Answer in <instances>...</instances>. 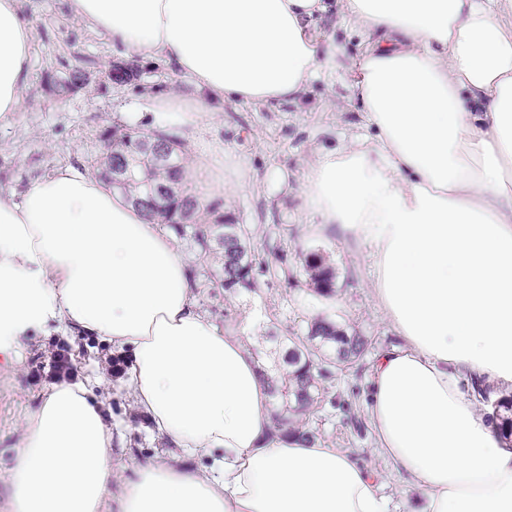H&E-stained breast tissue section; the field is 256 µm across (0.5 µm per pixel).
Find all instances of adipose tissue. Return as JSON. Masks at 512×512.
Masks as SVG:
<instances>
[{"mask_svg": "<svg viewBox=\"0 0 512 512\" xmlns=\"http://www.w3.org/2000/svg\"><path fill=\"white\" fill-rule=\"evenodd\" d=\"M365 48L350 95L376 131L321 150L299 197L312 223L352 232L400 344L368 377L383 454L422 493L405 512H512V443L471 380L512 385V0H339ZM114 48L165 59L191 94L154 104L200 141L188 176L226 198L219 104L289 101L343 51L313 23L327 0H69ZM34 29L0 0V128L14 123ZM119 346L153 431L202 467L164 460L114 482L111 428L91 384L45 393L9 480L12 512H387L349 453L273 430L244 337L201 312L171 237L102 181L65 165L22 197L0 190V352L49 321Z\"/></svg>", "mask_w": 512, "mask_h": 512, "instance_id": "adipose-tissue-1", "label": "adipose tissue"}]
</instances>
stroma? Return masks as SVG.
<instances>
[{"mask_svg":"<svg viewBox=\"0 0 512 512\" xmlns=\"http://www.w3.org/2000/svg\"><path fill=\"white\" fill-rule=\"evenodd\" d=\"M20 9L34 27L31 68L22 89V109L12 126L0 128V189L22 193L37 178L70 164L90 171L100 150L99 132L114 121L155 128L152 99L188 92V76L162 61L126 56L139 75L116 85L107 78L118 60L109 40L72 15L69 0H20ZM75 71L85 72L82 87L63 93L59 85ZM346 69L322 70L308 92L294 102L253 105L228 103L206 138L224 147V174L243 178L244 186L224 206L226 216L251 229V250L257 273L252 290L230 294L225 305L230 318L216 317L226 332L240 333L253 324L259 350L274 349L278 336H303L317 316L369 336L364 358L338 374L337 393L351 400V409L324 404L310 425L321 442L354 456L379 474L380 493L390 512L419 493L377 449L366 404L368 375L377 356L398 337L372 293L365 262V242L337 232H320L298 197L306 169L320 150L349 144L353 137L374 136L349 85ZM321 249L336 270V295H317L304 269V257ZM65 346L72 360L73 381H95L109 423L122 435L112 445L114 461L124 476L136 465L169 451L167 441L152 436L145 415L137 409L126 374L115 375L109 359L118 349L92 336H82L53 324L26 336L16 356L0 357V512H10L7 475L14 465L26 421L38 410L54 384L51 357Z\"/></svg>","mask_w":512,"mask_h":512,"instance_id":"obj_1","label":"stroma"}]
</instances>
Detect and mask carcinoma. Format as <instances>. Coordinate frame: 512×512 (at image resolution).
Segmentation results:
<instances>
[{"label":"carcinoma","instance_id":"cac0c4a2","mask_svg":"<svg viewBox=\"0 0 512 512\" xmlns=\"http://www.w3.org/2000/svg\"><path fill=\"white\" fill-rule=\"evenodd\" d=\"M99 139L103 151L96 158V170L101 179L110 186L117 170L129 167L130 174L124 177L118 192L179 240L218 259L217 274L203 275L201 288L207 301L217 299L222 291L231 294L239 288L253 286L249 230L224 217L218 202L200 209V191L184 179L187 157L177 136L161 131L146 133L114 123L101 131ZM152 142H160L168 148L169 163L154 160L147 148ZM305 266L318 295L335 294L336 273L321 250L308 252ZM368 346L367 337L355 332L350 334L324 317L311 319L307 335L287 338L283 365L267 374L275 399L274 429L285 431L308 445L314 443L317 436L309 425L310 416L328 397L336 374L360 359ZM330 403L336 404V398H330ZM511 412L512 398L494 402L492 414L499 421V430H506L512 436Z\"/></svg>","mask_w":512,"mask_h":512}]
</instances>
